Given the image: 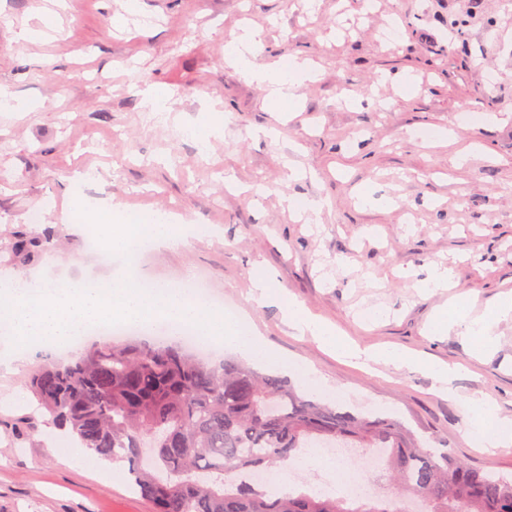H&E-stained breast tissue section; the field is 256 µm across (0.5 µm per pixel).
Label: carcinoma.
Masks as SVG:
<instances>
[{"mask_svg": "<svg viewBox=\"0 0 512 512\" xmlns=\"http://www.w3.org/2000/svg\"><path fill=\"white\" fill-rule=\"evenodd\" d=\"M56 237L16 234V258ZM73 445L114 463L154 512H512V477L436 452L401 421L369 420L320 400L276 373L239 361L208 362L182 343L106 339L29 378ZM341 443L385 455V498L349 502L324 492L267 491L266 474L303 448Z\"/></svg>", "mask_w": 512, "mask_h": 512, "instance_id": "carcinoma-1", "label": "carcinoma"}]
</instances>
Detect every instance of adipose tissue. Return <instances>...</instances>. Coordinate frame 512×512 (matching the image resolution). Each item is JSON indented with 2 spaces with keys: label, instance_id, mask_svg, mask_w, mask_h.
<instances>
[{
  "label": "adipose tissue",
  "instance_id": "ef3b65f1",
  "mask_svg": "<svg viewBox=\"0 0 512 512\" xmlns=\"http://www.w3.org/2000/svg\"><path fill=\"white\" fill-rule=\"evenodd\" d=\"M258 38L254 31L245 29L236 34L227 44V55L241 69L246 77L264 86L270 109L277 112L289 111L295 106L297 89L310 81L312 74L300 57L293 56L287 65L269 67L256 61ZM512 315V300H502L494 310L472 315L463 308L455 313L440 311L436 320L439 324L462 327L464 335L474 337L483 347H490L496 340L494 329L503 319ZM464 412L471 423L469 434L483 447L508 449L512 447V420L498 418L494 403L486 398L468 397L462 402Z\"/></svg>",
  "mask_w": 512,
  "mask_h": 512
}]
</instances>
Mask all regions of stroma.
I'll use <instances>...</instances> for the list:
<instances>
[{"instance_id":"obj_1","label":"stroma","mask_w":512,"mask_h":512,"mask_svg":"<svg viewBox=\"0 0 512 512\" xmlns=\"http://www.w3.org/2000/svg\"><path fill=\"white\" fill-rule=\"evenodd\" d=\"M124 2L67 0L56 32L25 39L50 0H0V86L37 104L0 109V242L52 227L64 243L26 263L0 251V282L106 275L71 229L74 180L87 176L84 193L111 200L114 217L167 211L220 228L139 254L147 280L201 275L237 310L259 266L359 346L460 366L448 394L425 371L388 365L372 376L292 331L280 302L248 310L282 357L275 372L306 362L337 405L398 418L511 476L512 450L471 440L460 401L485 395L512 418V317L479 355L434 320L452 299L481 314L512 286V0H139L135 15ZM245 25L259 34L261 62L298 55L317 72L287 119L224 59ZM153 84L171 99L152 117L137 92ZM212 107L227 120L203 148L188 130ZM304 196L326 200L320 225L289 211L287 198ZM436 263L453 268L455 286L428 293L420 283ZM45 359L0 369V512H152L121 466L99 471L82 449L65 463L49 450L58 427L28 389Z\"/></svg>"}]
</instances>
